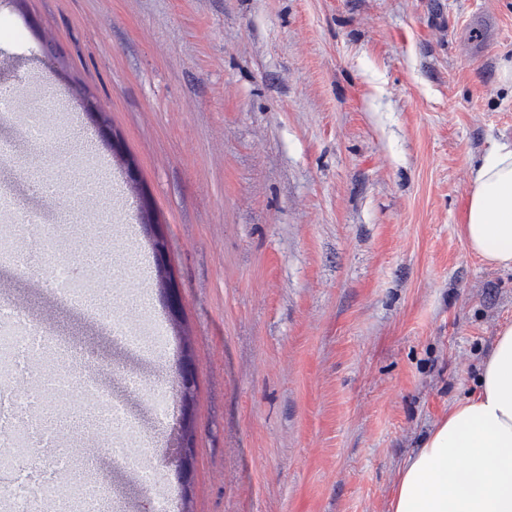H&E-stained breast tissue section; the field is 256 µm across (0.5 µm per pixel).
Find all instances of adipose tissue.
<instances>
[{"mask_svg":"<svg viewBox=\"0 0 512 512\" xmlns=\"http://www.w3.org/2000/svg\"><path fill=\"white\" fill-rule=\"evenodd\" d=\"M461 233L486 264L512 268V143L493 144L472 169ZM390 512H512V324L498 331L476 391L406 461Z\"/></svg>","mask_w":512,"mask_h":512,"instance_id":"1","label":"adipose tissue"}]
</instances>
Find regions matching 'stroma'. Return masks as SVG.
<instances>
[{
    "label": "stroma",
    "mask_w": 512,
    "mask_h": 512,
    "mask_svg": "<svg viewBox=\"0 0 512 512\" xmlns=\"http://www.w3.org/2000/svg\"><path fill=\"white\" fill-rule=\"evenodd\" d=\"M0 18L24 31L0 37V183L15 188L0 233L60 229V262L102 272L96 305L169 338L130 348L35 284L41 257L0 267V302L74 353H26L13 393L49 403L54 382L90 373L135 425L116 433L126 452L151 448L157 488L177 490L188 349L194 468L179 512H389L403 463L512 323V270L459 234L471 167L512 141V0H0ZM57 158L71 169L55 192L31 193L24 169ZM68 416L55 452L82 448L71 472L94 484L97 512H152L144 473L87 438L80 405ZM153 230V249L156 258L157 270L164 280L165 285L160 286L161 291L166 299V304L169 313L173 318H178L181 315L182 303L178 294L177 286L172 283L170 268L167 259V249L165 247L164 239L162 238L161 230L158 224H150ZM180 398L184 405L188 407L193 399L196 385V376L194 365L186 362L183 358L178 368Z\"/></svg>",
    "instance_id": "obj_1"
}]
</instances>
